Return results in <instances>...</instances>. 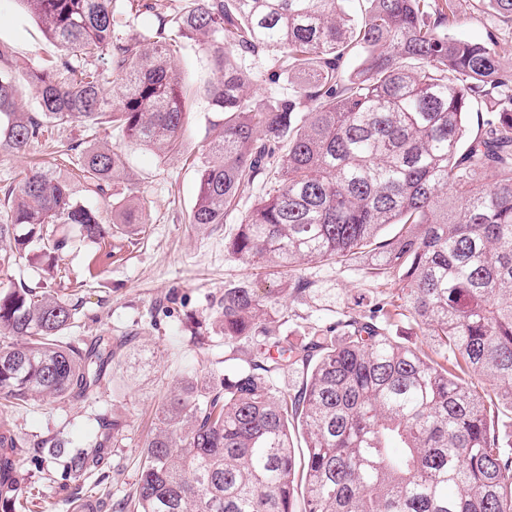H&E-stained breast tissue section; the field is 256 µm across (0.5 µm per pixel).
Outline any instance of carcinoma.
Segmentation results:
<instances>
[{"label": "carcinoma", "instance_id": "cac0c4a2", "mask_svg": "<svg viewBox=\"0 0 512 512\" xmlns=\"http://www.w3.org/2000/svg\"><path fill=\"white\" fill-rule=\"evenodd\" d=\"M58 55L29 71L39 111L20 110L0 50V147L25 154L80 128L70 143L85 191L109 196L125 168L122 151L95 141L101 129L162 157L180 151L189 108L173 55L199 42L213 79L207 95L218 133L198 163L189 223H224L238 187L265 194L224 243L255 269L302 261L343 265L369 254L368 274L399 286L368 308L316 323L294 341L271 327V311L314 283L288 275L263 292L242 279L212 305L215 335L185 324L201 349L235 348L237 366L174 383L141 450L132 491L115 512H512V76L485 43L448 35L454 0H360L351 19L338 0H131L157 21L123 32L117 0H21ZM512 23V0H483ZM276 54L274 75L296 77L288 93L250 103L246 60ZM359 58L350 73L343 57ZM102 63L98 67L90 60ZM120 90L102 93L111 78ZM483 130L465 139L473 109ZM493 175L490 183L480 176ZM0 266L31 244L52 254L74 237L100 245L142 224L144 205L112 203V223L81 198L66 174L33 168L3 192ZM398 233L380 239L384 226ZM80 305L61 289L25 283L0 289V406L93 397L125 341L65 340ZM407 320L431 337L434 355L396 340ZM305 374L290 392L278 384ZM85 446L59 435L37 448L75 480L102 469L124 425L99 416ZM306 453L296 456L290 425ZM0 419V512H21L22 449Z\"/></svg>", "mask_w": 512, "mask_h": 512}]
</instances>
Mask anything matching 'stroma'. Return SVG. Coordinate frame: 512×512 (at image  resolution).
I'll use <instances>...</instances> for the list:
<instances>
[{"label":"stroma","instance_id":"1","mask_svg":"<svg viewBox=\"0 0 512 512\" xmlns=\"http://www.w3.org/2000/svg\"><path fill=\"white\" fill-rule=\"evenodd\" d=\"M455 4L449 33L495 46L502 70L512 74V26L480 7L478 0H455ZM0 45L20 78L57 53L20 0H0ZM175 65L186 79L190 109L179 154L162 160L118 132L99 135L100 141L121 150L128 163L127 175L113 185V194L143 200L145 223L132 226L112 246L75 245L48 258L39 247H31L27 258L7 275L14 283L54 288L59 273H66L70 293L82 303L79 335L130 339L112 369L111 390L99 402H33L15 409L9 418L14 431L28 443L20 473L42 499L53 503V512H76L82 484L64 479L61 466L38 454L32 441L60 432L80 446L97 433V414L120 418L125 438L120 447L109 449L102 472L113 477L112 494L121 498L137 478L140 448L167 384L187 369L203 376L224 370V346L199 351L184 329L186 315L202 314L226 283L252 275L250 268L225 252L224 239L262 196L260 186H240L238 205L225 214L219 228H202L187 220L198 193L197 160L215 134L217 115L205 92L211 63L199 45L186 41ZM55 157L50 144L36 146L24 157L0 148V188L17 183L32 165L53 164ZM296 272L315 280L316 288L288 305V320L280 333L294 340L311 323L335 321L355 298L395 290L394 285L369 278L359 259L342 266L304 263Z\"/></svg>","mask_w":512,"mask_h":512}]
</instances>
